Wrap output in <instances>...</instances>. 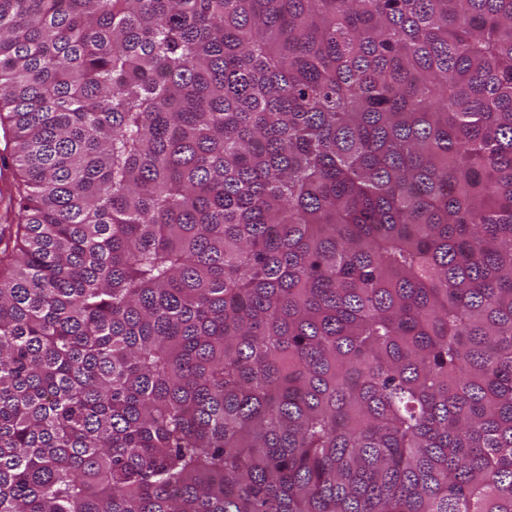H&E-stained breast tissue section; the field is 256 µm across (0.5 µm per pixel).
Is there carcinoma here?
Listing matches in <instances>:
<instances>
[{"label": "carcinoma", "mask_w": 512, "mask_h": 512, "mask_svg": "<svg viewBox=\"0 0 512 512\" xmlns=\"http://www.w3.org/2000/svg\"><path fill=\"white\" fill-rule=\"evenodd\" d=\"M0 512H512V0H0Z\"/></svg>", "instance_id": "cac0c4a2"}]
</instances>
